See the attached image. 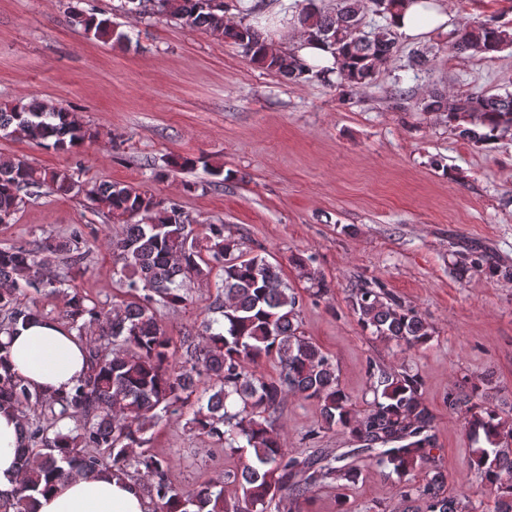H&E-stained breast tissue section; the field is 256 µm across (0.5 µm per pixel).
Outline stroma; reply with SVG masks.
I'll list each match as a JSON object with an SVG mask.
<instances>
[{"instance_id": "stroma-1", "label": "stroma", "mask_w": 512, "mask_h": 512, "mask_svg": "<svg viewBox=\"0 0 512 512\" xmlns=\"http://www.w3.org/2000/svg\"><path fill=\"white\" fill-rule=\"evenodd\" d=\"M118 3L84 6L112 13L131 37L125 49L72 24L75 0H0V104L34 95L69 105L93 134L76 152L0 134V154L135 185L177 201L200 223L225 224L244 250L266 256L297 289L304 335L332 356L357 408L373 398L369 364L421 374L450 492L491 512L493 496L469 471L464 421L449 413L447 397L461 378L484 380L512 422V278L492 272L512 267V139L474 147L438 114L400 108L395 92H512V50L491 59L462 55L452 35L494 14L512 25V0H438L447 30L398 38L377 79L348 101L327 83L261 69L223 39L116 12ZM415 50L429 56L428 69L408 68ZM179 157L197 164L173 166ZM208 163L223 165V175H209ZM75 230L89 248L77 284L110 308L118 276L106 241L119 228L105 209L41 195L14 222L0 224V245ZM470 245L482 251L484 266L459 270ZM297 255L307 258L311 278L293 264ZM314 278L326 284L325 296L314 295ZM365 281L380 282L415 309L432 340L403 351L363 332L348 296ZM191 289L190 303L160 312L169 336L197 329L212 300L213 284ZM277 419L294 456L351 446L343 431L321 428L315 402L288 397ZM149 437L184 491L238 466L237 456L175 417L163 418ZM348 499L353 512L402 509L394 476L377 469L364 472Z\"/></svg>"}]
</instances>
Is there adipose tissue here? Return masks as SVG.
I'll use <instances>...</instances> for the list:
<instances>
[{"mask_svg": "<svg viewBox=\"0 0 512 512\" xmlns=\"http://www.w3.org/2000/svg\"><path fill=\"white\" fill-rule=\"evenodd\" d=\"M0 339L9 346L13 372L32 389L50 395L68 392L88 370L85 340L57 319L33 318ZM21 444L17 413L0 409L2 494L10 493L19 482L17 453ZM37 501V512H148L139 483L107 473L61 481Z\"/></svg>", "mask_w": 512, "mask_h": 512, "instance_id": "adipose-tissue-1", "label": "adipose tissue"}]
</instances>
